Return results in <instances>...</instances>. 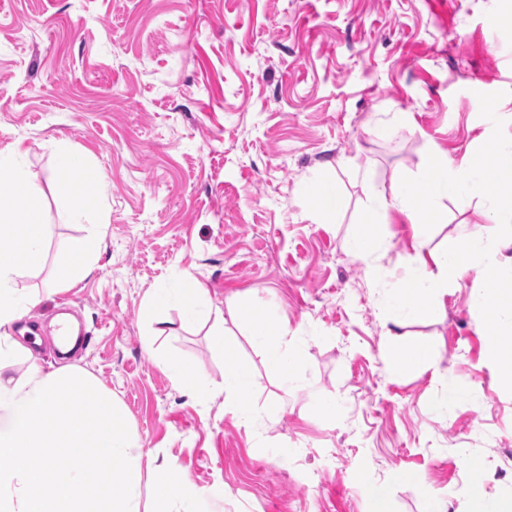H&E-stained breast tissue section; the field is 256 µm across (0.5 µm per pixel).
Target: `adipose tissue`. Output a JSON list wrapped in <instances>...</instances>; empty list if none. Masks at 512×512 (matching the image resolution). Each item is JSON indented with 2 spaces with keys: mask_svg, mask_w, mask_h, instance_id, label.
I'll return each mask as SVG.
<instances>
[{
  "mask_svg": "<svg viewBox=\"0 0 512 512\" xmlns=\"http://www.w3.org/2000/svg\"><path fill=\"white\" fill-rule=\"evenodd\" d=\"M498 113L487 115L484 147L464 164L448 161L433 150L423 176L400 181L390 192H376L365 203L366 222L356 225L346 247L367 262L378 277L376 262L393 247L383 229L390 210L405 214L415 241H425L432 225L443 223V203L486 197L489 181L502 196L478 213L502 236L462 231L443 249L416 254L405 278L378 305L385 324L400 328L423 315L441 316L449 289L469 287V311L486 327L491 356L512 349V255L503 237L512 238V135L497 130ZM58 168L70 187L56 199L59 210L82 219L96 182L85 159L69 145L57 148ZM487 198V197H486ZM103 248L101 225L73 240L66 251V271L57 290L97 267ZM47 249L46 224L37 195L16 156L0 154V512H204L206 493L187 480L169 461L145 467L139 441L123 404L74 366L44 369L8 331L38 304L37 296L20 292L21 272L38 268ZM207 290L185 275L150 292L147 313L177 310L184 321L201 325L213 311ZM212 343L224 354L221 385L202 381L180 358L159 352L155 358L176 386L205 402L223 396L224 407L247 426L259 414L248 394L251 371L237 357L223 327H214ZM250 344L277 374L283 389L300 382L302 347L290 340L286 323L268 312H256L250 323ZM29 361L20 377L9 375L16 359ZM154 475L152 498L143 496V471Z\"/></svg>",
  "mask_w": 512,
  "mask_h": 512,
  "instance_id": "adipose-tissue-1",
  "label": "adipose tissue"
}]
</instances>
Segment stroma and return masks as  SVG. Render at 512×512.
<instances>
[{
  "label": "stroma",
  "instance_id": "35a3bbf8",
  "mask_svg": "<svg viewBox=\"0 0 512 512\" xmlns=\"http://www.w3.org/2000/svg\"><path fill=\"white\" fill-rule=\"evenodd\" d=\"M487 99L512 134V0H0V151L27 170L49 239L16 280L40 302L11 334L43 367L73 365L112 390L145 457L174 463L211 512H424L434 494L469 512L477 491L512 503V386L467 289L394 337L377 305L415 253L409 225L392 214L379 281L344 249L371 190L421 174L433 148L456 164L481 149ZM396 112L409 122L376 135ZM61 141L96 173L89 214L104 241L97 269L58 295L64 248L83 233L54 204L69 183ZM317 175L338 186L341 223L306 197ZM447 207L425 250L480 203ZM184 275L250 363L259 425L223 398L194 400L145 349L146 295ZM259 310L303 347L291 391L248 343ZM62 313L90 337L65 358L52 345ZM158 318L153 350L222 383L208 328L173 309ZM423 345L428 363L413 364ZM446 369L462 399L449 401Z\"/></svg>",
  "mask_w": 512,
  "mask_h": 512
}]
</instances>
